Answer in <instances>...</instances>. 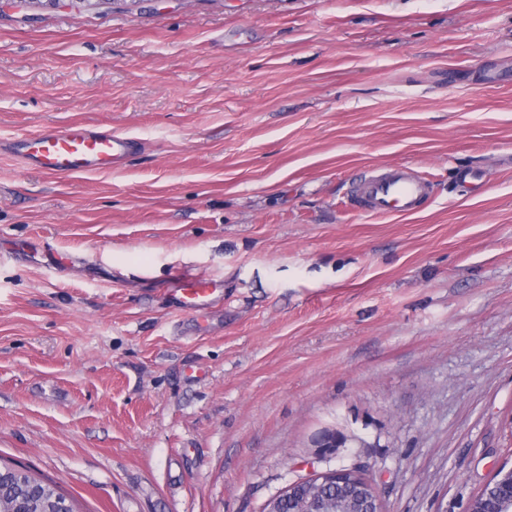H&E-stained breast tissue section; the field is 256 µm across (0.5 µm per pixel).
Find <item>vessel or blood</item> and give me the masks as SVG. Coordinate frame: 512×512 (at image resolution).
<instances>
[{"mask_svg":"<svg viewBox=\"0 0 512 512\" xmlns=\"http://www.w3.org/2000/svg\"><path fill=\"white\" fill-rule=\"evenodd\" d=\"M12 152L26 166L52 174H84L114 170L133 151L131 137L104 127L72 123L17 137ZM431 191L428 180L410 167L371 170L355 179L351 189L354 210L379 216L416 214ZM174 297L188 310L208 304L216 282L183 271L176 276Z\"/></svg>","mask_w":512,"mask_h":512,"instance_id":"vessel-or-blood-1","label":"vessel or blood"}]
</instances>
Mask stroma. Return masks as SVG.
I'll use <instances>...</instances> for the list:
<instances>
[{
	"label": "stroma",
	"instance_id": "obj_1",
	"mask_svg": "<svg viewBox=\"0 0 512 512\" xmlns=\"http://www.w3.org/2000/svg\"><path fill=\"white\" fill-rule=\"evenodd\" d=\"M70 122L139 146L12 154ZM390 165L431 201L351 210ZM181 271L222 296L183 310ZM0 461L76 512L352 466L465 512L512 467V0H0ZM133 138L104 127L72 123L17 137L12 152L26 166L52 174L113 171L133 151Z\"/></svg>",
	"mask_w": 512,
	"mask_h": 512
}]
</instances>
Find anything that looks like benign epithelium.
Segmentation results:
<instances>
[{"instance_id": "obj_1", "label": "benign epithelium", "mask_w": 512, "mask_h": 512, "mask_svg": "<svg viewBox=\"0 0 512 512\" xmlns=\"http://www.w3.org/2000/svg\"><path fill=\"white\" fill-rule=\"evenodd\" d=\"M495 483L499 494L490 498V505L483 508L474 499L467 512H512V469L499 472ZM4 491L23 494L28 512H70L51 488L34 483L22 470ZM286 499L293 500L294 512H384L375 486L355 467L329 469L291 483L266 503L263 512H280Z\"/></svg>"}]
</instances>
